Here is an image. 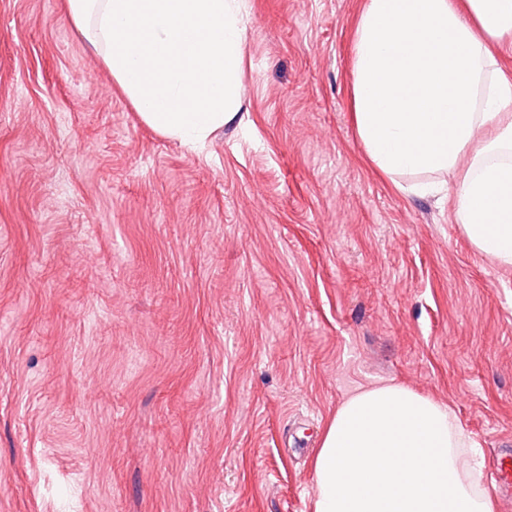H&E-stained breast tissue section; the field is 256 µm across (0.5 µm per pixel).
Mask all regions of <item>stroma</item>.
I'll list each match as a JSON object with an SVG mask.
<instances>
[{
  "instance_id": "1",
  "label": "stroma",
  "mask_w": 512,
  "mask_h": 512,
  "mask_svg": "<svg viewBox=\"0 0 512 512\" xmlns=\"http://www.w3.org/2000/svg\"><path fill=\"white\" fill-rule=\"evenodd\" d=\"M241 118L142 122L65 0H0V512H313L353 392L512 440V266L351 117L363 0H246Z\"/></svg>"
}]
</instances>
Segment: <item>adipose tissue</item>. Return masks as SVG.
Wrapping results in <instances>:
<instances>
[{"label":"adipose tissue","instance_id":"ef3b65f1","mask_svg":"<svg viewBox=\"0 0 512 512\" xmlns=\"http://www.w3.org/2000/svg\"><path fill=\"white\" fill-rule=\"evenodd\" d=\"M512 0H367L356 26L353 122L365 157L406 194L457 175L455 215L512 265ZM446 404L399 384L349 396L313 462V512H497Z\"/></svg>","mask_w":512,"mask_h":512}]
</instances>
